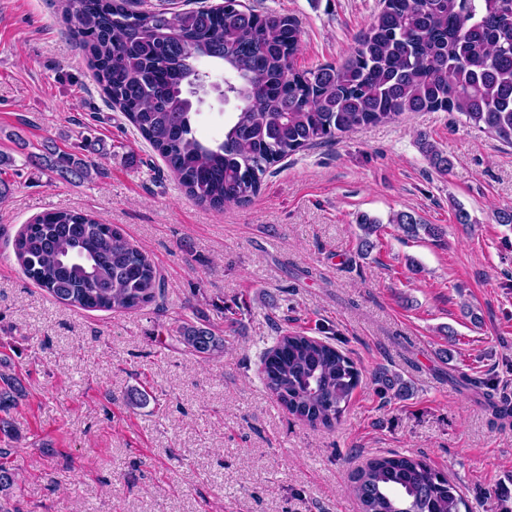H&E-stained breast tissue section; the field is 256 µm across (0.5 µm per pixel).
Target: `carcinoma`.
<instances>
[{
  "label": "carcinoma",
  "instance_id": "obj_1",
  "mask_svg": "<svg viewBox=\"0 0 512 512\" xmlns=\"http://www.w3.org/2000/svg\"><path fill=\"white\" fill-rule=\"evenodd\" d=\"M64 12L88 55L96 82L159 153L185 193L213 209L259 195L270 168L337 134L394 120L406 112H457L512 145V0H383L374 21L341 65L298 69L300 28L291 16L241 0L213 8L135 9L132 0H64ZM224 66V102H237L214 144L196 137L192 97ZM431 165L451 161L426 143ZM52 173L90 177L94 164L54 146L39 157ZM407 237L442 235L410 213L394 215ZM360 252L375 247L380 222L359 224ZM25 274L55 299L116 313L162 297L163 281L146 252L118 229L68 209L49 210L14 241ZM182 343L205 360L224 354V337L207 326L179 327ZM267 389L313 428L333 426L360 381L354 361L327 341L281 336L261 361ZM380 395L406 397L409 382L379 373ZM19 381L0 373V411L17 405ZM19 473L0 463V495ZM360 512H462L468 505L447 475L415 456L375 457L350 476Z\"/></svg>",
  "mask_w": 512,
  "mask_h": 512
}]
</instances>
